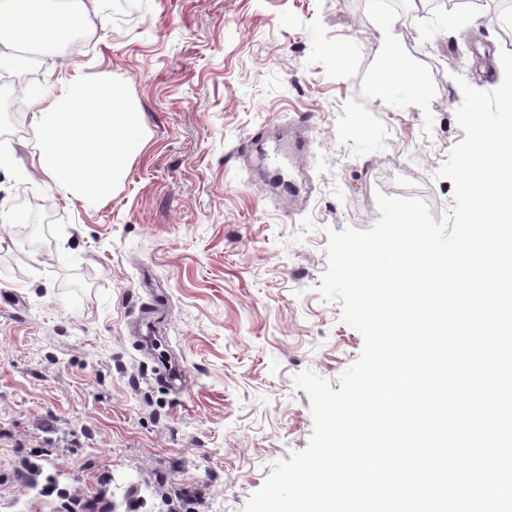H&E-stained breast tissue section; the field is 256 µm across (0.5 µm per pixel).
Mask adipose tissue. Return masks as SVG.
I'll return each instance as SVG.
<instances>
[{"instance_id": "ef3b65f1", "label": "adipose tissue", "mask_w": 512, "mask_h": 512, "mask_svg": "<svg viewBox=\"0 0 512 512\" xmlns=\"http://www.w3.org/2000/svg\"><path fill=\"white\" fill-rule=\"evenodd\" d=\"M83 10L48 0H0V43L43 46L65 41ZM35 168L61 190L85 202L111 198L115 179L143 142L144 123L111 77L75 78L50 91L34 114ZM93 151L77 157L79 144Z\"/></svg>"}]
</instances>
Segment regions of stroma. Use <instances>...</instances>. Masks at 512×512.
Here are the masks:
<instances>
[{"instance_id": "obj_1", "label": "stroma", "mask_w": 512, "mask_h": 512, "mask_svg": "<svg viewBox=\"0 0 512 512\" xmlns=\"http://www.w3.org/2000/svg\"><path fill=\"white\" fill-rule=\"evenodd\" d=\"M111 4L0 95V512H62L48 485L112 512H243L308 445L295 376L339 389L362 351L317 291L329 231L370 229L380 193L454 206L436 171L465 137L460 85L497 88L480 62L512 42L498 0ZM78 73L111 74L145 122L99 204L31 164L38 98Z\"/></svg>"}]
</instances>
